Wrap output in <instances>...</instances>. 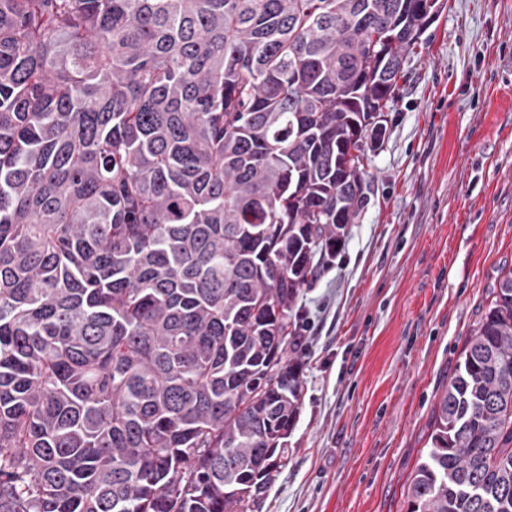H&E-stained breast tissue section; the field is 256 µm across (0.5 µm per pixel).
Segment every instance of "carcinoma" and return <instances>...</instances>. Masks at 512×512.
I'll use <instances>...</instances> for the list:
<instances>
[{
  "label": "carcinoma",
  "mask_w": 512,
  "mask_h": 512,
  "mask_svg": "<svg viewBox=\"0 0 512 512\" xmlns=\"http://www.w3.org/2000/svg\"><path fill=\"white\" fill-rule=\"evenodd\" d=\"M406 2L0 0V512L258 508ZM490 295L407 512H512V269Z\"/></svg>",
  "instance_id": "cac0c4a2"
}]
</instances>
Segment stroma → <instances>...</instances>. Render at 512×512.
I'll use <instances>...</instances> for the list:
<instances>
[{
    "label": "stroma",
    "instance_id": "stroma-1",
    "mask_svg": "<svg viewBox=\"0 0 512 512\" xmlns=\"http://www.w3.org/2000/svg\"><path fill=\"white\" fill-rule=\"evenodd\" d=\"M371 152L368 199L302 290V397L259 512H406L434 406L512 269V0H444Z\"/></svg>",
    "mask_w": 512,
    "mask_h": 512
}]
</instances>
